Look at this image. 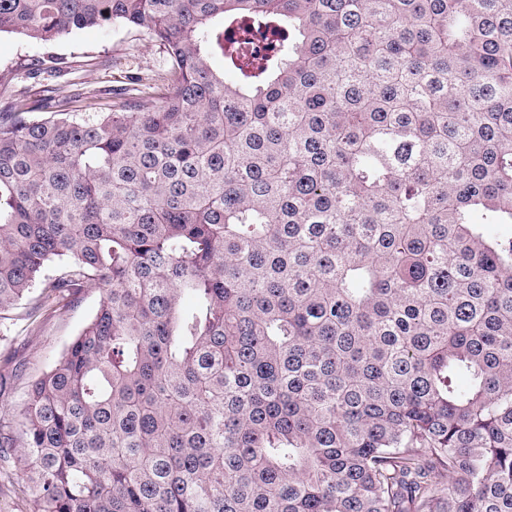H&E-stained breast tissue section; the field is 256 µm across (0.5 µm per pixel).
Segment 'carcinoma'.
Here are the masks:
<instances>
[{
  "instance_id": "carcinoma-1",
  "label": "carcinoma",
  "mask_w": 512,
  "mask_h": 512,
  "mask_svg": "<svg viewBox=\"0 0 512 512\" xmlns=\"http://www.w3.org/2000/svg\"><path fill=\"white\" fill-rule=\"evenodd\" d=\"M115 22L164 75L0 92V313L103 294L0 468L36 512H512V0H0Z\"/></svg>"
}]
</instances>
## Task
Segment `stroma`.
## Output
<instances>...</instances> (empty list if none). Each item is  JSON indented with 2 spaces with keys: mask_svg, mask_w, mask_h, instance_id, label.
<instances>
[{
  "mask_svg": "<svg viewBox=\"0 0 512 512\" xmlns=\"http://www.w3.org/2000/svg\"><path fill=\"white\" fill-rule=\"evenodd\" d=\"M64 63L69 70L62 94L89 92L111 100L113 92L167 67V55L147 34L121 23L87 28L43 43L22 35H0V89L14 97L41 90L28 75L32 59ZM102 292L85 285L67 306L30 315L27 305L0 315V424L19 418L32 382L59 359L96 314ZM0 512H35L25 477L0 470Z\"/></svg>",
  "mask_w": 512,
  "mask_h": 512,
  "instance_id": "stroma-1",
  "label": "stroma"
}]
</instances>
